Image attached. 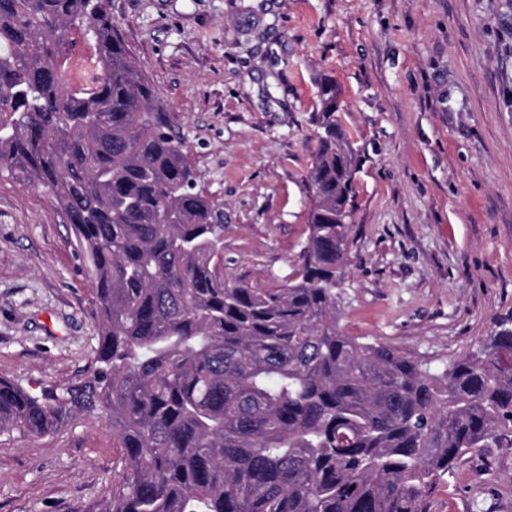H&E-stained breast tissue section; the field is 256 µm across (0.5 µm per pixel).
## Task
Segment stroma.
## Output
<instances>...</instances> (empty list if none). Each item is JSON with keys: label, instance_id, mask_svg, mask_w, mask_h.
I'll list each match as a JSON object with an SVG mask.
<instances>
[{"label": "stroma", "instance_id": "obj_1", "mask_svg": "<svg viewBox=\"0 0 512 512\" xmlns=\"http://www.w3.org/2000/svg\"><path fill=\"white\" fill-rule=\"evenodd\" d=\"M224 215L226 276L287 283L312 200L322 85L357 158L346 335L438 369L512 314V0H108ZM93 279L41 189L0 176V375L81 377ZM120 449L102 413L0 437V512H105ZM429 512H512V447L476 448Z\"/></svg>", "mask_w": 512, "mask_h": 512}]
</instances>
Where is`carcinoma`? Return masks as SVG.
Returning <instances> with one entry per match:
<instances>
[{
  "label": "carcinoma",
  "mask_w": 512,
  "mask_h": 512,
  "mask_svg": "<svg viewBox=\"0 0 512 512\" xmlns=\"http://www.w3.org/2000/svg\"><path fill=\"white\" fill-rule=\"evenodd\" d=\"M87 33L98 90L67 83ZM295 276L220 271L224 225L106 0H0V175L67 215L95 281L82 377L32 393L0 376V436L112 417L107 512H428L473 448L512 447V315L438 372L338 324L355 153L325 86Z\"/></svg>",
  "instance_id": "1"
}]
</instances>
